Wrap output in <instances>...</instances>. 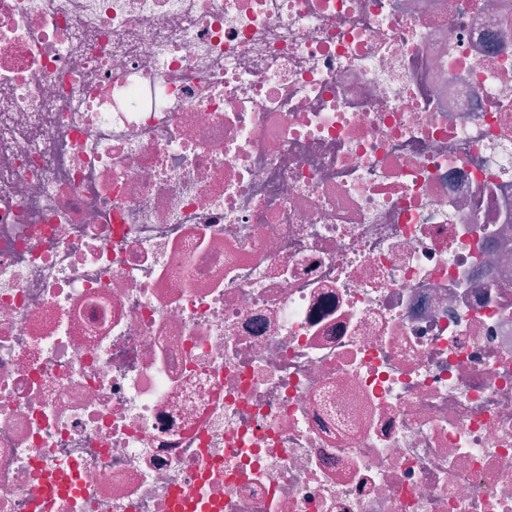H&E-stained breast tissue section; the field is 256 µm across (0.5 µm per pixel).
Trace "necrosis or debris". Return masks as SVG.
<instances>
[{"label": "necrosis or debris", "instance_id": "1", "mask_svg": "<svg viewBox=\"0 0 512 512\" xmlns=\"http://www.w3.org/2000/svg\"><path fill=\"white\" fill-rule=\"evenodd\" d=\"M0 512H512V0H0Z\"/></svg>", "mask_w": 512, "mask_h": 512}]
</instances>
